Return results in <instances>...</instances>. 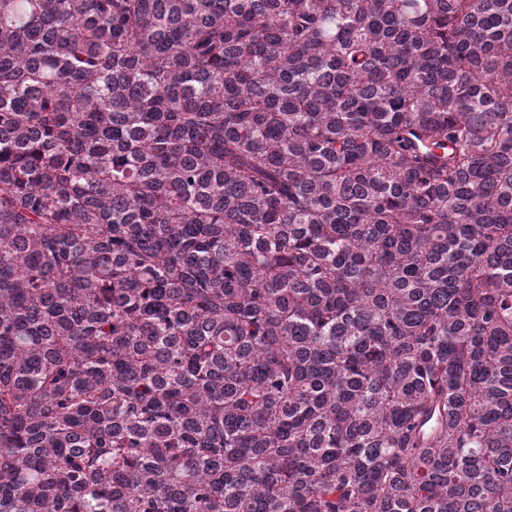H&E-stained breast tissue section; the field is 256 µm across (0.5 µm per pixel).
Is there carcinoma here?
Returning a JSON list of instances; mask_svg holds the SVG:
<instances>
[{
    "mask_svg": "<svg viewBox=\"0 0 512 512\" xmlns=\"http://www.w3.org/2000/svg\"><path fill=\"white\" fill-rule=\"evenodd\" d=\"M0 512H512V0H0Z\"/></svg>",
    "mask_w": 512,
    "mask_h": 512,
    "instance_id": "1",
    "label": "carcinoma"
}]
</instances>
